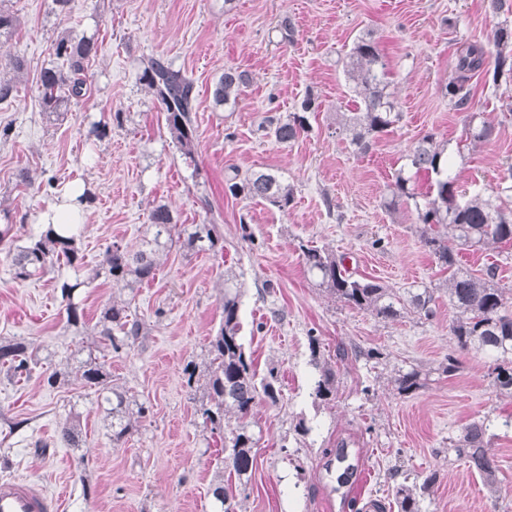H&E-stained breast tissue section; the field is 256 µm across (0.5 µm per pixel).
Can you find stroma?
<instances>
[{"label":"stroma","mask_w":512,"mask_h":512,"mask_svg":"<svg viewBox=\"0 0 512 512\" xmlns=\"http://www.w3.org/2000/svg\"><path fill=\"white\" fill-rule=\"evenodd\" d=\"M0 3L18 19L0 41V79L16 85L0 101V128L9 130L0 138V341L24 340L40 358L27 380L0 373V479L39 483L60 497L61 512H218L212 488L223 474L222 443L204 429L203 389L187 384L184 368L207 356L231 272L243 284L245 351L259 373L276 370L281 390L277 405L260 400L253 408L257 443L238 512H395L388 488L397 470L433 476L421 512H512V397L495 392L484 354L456 348L447 293H437L432 319L383 321L313 285L298 249L312 241L345 256L358 276L399 292L442 280L414 205L393 214L383 206L406 155L427 134L447 142L460 193L498 195L512 208V51L505 68L470 80L473 110L495 127L489 142L467 140L468 113L444 95L463 43L499 52L495 34L512 26V0H75L66 15L52 0ZM285 15L296 28L288 44L276 32ZM64 30L95 37L99 54L85 72V95L55 119L39 107L37 80L55 62L54 39ZM365 33L380 45L401 118L360 153L339 133L337 115L352 105L341 60ZM153 55L194 83L193 157L175 148L162 106L139 83L142 61ZM10 57L24 59L23 75H13ZM228 67L251 78L232 108L213 99ZM307 96L314 110L305 133L291 144L265 135V117H287ZM99 122L107 126L102 138L93 130ZM231 165L277 172L292 186L293 204L280 210L231 196L224 184ZM50 177L54 190L42 189ZM73 182L93 195L77 230L81 268L16 279L12 250L44 232L41 215L57 188ZM156 203L169 205L178 223L214 225L223 252L174 250L154 280L132 291L112 285L98 273L105 249L137 248ZM246 232L252 241L243 240ZM459 260L478 276L499 265L512 304V243L464 251ZM75 279L84 287L63 299L61 283ZM115 300L144 324L142 336L118 350L94 329ZM71 303L83 315L76 326L67 321ZM89 355L104 358L113 384L146 409L120 442L80 378ZM451 360L455 372L442 373ZM322 364L335 374L326 400L314 395ZM412 364L424 381L405 395L394 377ZM72 418L84 438L79 448L59 439ZM483 420L500 461L493 491L452 446ZM300 423L305 432H296ZM341 443L361 458L360 494L344 502L331 456Z\"/></svg>","instance_id":"stroma-1"}]
</instances>
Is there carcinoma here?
<instances>
[{
    "label": "carcinoma",
    "instance_id": "carcinoma-1",
    "mask_svg": "<svg viewBox=\"0 0 512 512\" xmlns=\"http://www.w3.org/2000/svg\"><path fill=\"white\" fill-rule=\"evenodd\" d=\"M54 51L61 64L44 67L40 71L38 92L43 111L50 114L66 112L72 100L84 96L83 73L89 61L97 57L99 47L91 37H77L61 32L54 43ZM489 55L479 42H468L459 48L457 55L458 79L448 82L444 93L449 102L460 111L471 109L472 96L467 86L470 75L486 70ZM344 68L352 83L354 109L339 115L338 129L345 133L350 145L359 152L366 151L371 139L394 126L400 113L387 92V64L378 42L370 35L360 37L346 57ZM163 106L166 126L179 150L192 156L196 140L193 117L196 95L193 81L169 60L150 56L143 63L139 76ZM249 77L243 71L227 68L215 84L213 97L218 104L237 101L248 87ZM314 101L306 97L300 111L288 118L268 119V135L280 144L295 141L307 127L306 113L313 109ZM494 125L472 112L469 115L468 135L474 142H488ZM407 165L430 177L429 191L424 207H416L421 221V242L435 256L446 277L435 285L409 288L400 294L384 283L355 276L345 266V257H336L326 249L299 243L298 249L307 272L315 278V285L324 289L344 305L368 311L381 320H395L408 308L426 320L434 315L435 293L448 290V304L457 311L449 325L458 349L475 347L483 352L492 364L493 385L500 391L512 393V314L506 310L504 289L494 279L497 266L485 269V278L474 276L458 260L461 251L494 250L502 243L512 242V209L508 210L490 196L476 194L464 198L455 190L454 178L449 170L451 158L447 145L432 135L419 139L406 156ZM410 179L399 175L390 187V197L385 207L394 209L401 202L416 199L409 186ZM225 187L235 197L257 200L279 210L288 208L294 201V192L275 172L251 171L244 175L230 166L225 175ZM149 232L141 239L136 250L117 243L109 246L104 254L102 270L115 285L124 288L136 286L155 278L161 257L176 245L187 252L224 251V241L207 224L186 226L175 220L170 207L159 203L148 215ZM76 246L73 225H64L60 234L49 227L26 245L13 253L12 266L15 276L27 279L54 267L56 264L75 266L81 263ZM242 283L233 274L224 275L223 320L217 333L210 338L208 361L205 363L206 400L200 412L204 427L213 434L224 437V468L236 477L245 475L253 465L252 449L256 439L252 430V408L257 399L263 398L276 404L279 392L274 373L257 379L253 360L246 355L240 340L239 317ZM99 336L115 350L141 333V322L132 317L129 307L114 302L101 312ZM119 331L116 336L113 331ZM35 354L21 340L0 342V370L7 377L18 381L31 373ZM84 385L103 397L112 408V441L119 442L132 428V415L126 411L125 395L112 387V373L106 363L90 360L81 366ZM334 373L325 368L315 382V396L327 398L333 392ZM401 394L413 393L423 386L422 371L411 367L399 371L395 379ZM236 419V425L224 429L227 416ZM490 424L481 421L464 428L454 444L456 455L468 468L476 471L489 488H494L498 473L495 454L490 448ZM61 438L71 447L84 443L80 425L64 424ZM433 485L425 478L421 484L393 486L394 501L398 512H421L422 493ZM239 485L227 479L212 490L214 499L223 512H236Z\"/></svg>",
    "mask_w": 512,
    "mask_h": 512
}]
</instances>
